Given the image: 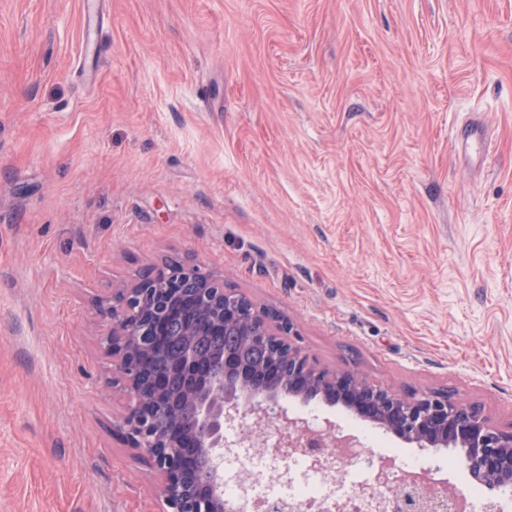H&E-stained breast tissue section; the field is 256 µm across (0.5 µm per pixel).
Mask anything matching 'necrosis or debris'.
I'll use <instances>...</instances> for the list:
<instances>
[{"label": "necrosis or debris", "mask_w": 512, "mask_h": 512, "mask_svg": "<svg viewBox=\"0 0 512 512\" xmlns=\"http://www.w3.org/2000/svg\"><path fill=\"white\" fill-rule=\"evenodd\" d=\"M236 427H225L231 448L224 451V499L238 512H282L283 506L319 505L320 512H403L399 496L374 480L365 449L343 459L361 465L364 476L344 484L335 472L311 464V449L271 454L265 447L235 446Z\"/></svg>", "instance_id": "1"}]
</instances>
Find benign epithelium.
<instances>
[{
    "mask_svg": "<svg viewBox=\"0 0 512 512\" xmlns=\"http://www.w3.org/2000/svg\"><path fill=\"white\" fill-rule=\"evenodd\" d=\"M157 297L165 299L168 316L132 309ZM112 316V335L106 340L112 370L131 395L120 433L128 447L145 459L157 474V491L167 512H233L224 503V468L227 443L224 425L254 412L277 425L280 439L271 451L282 448H317L313 464L331 469L336 453V426L323 422L316 432L302 419L291 418L281 407V383L288 394L308 400L332 396L360 414L375 408V424L401 441L418 448L459 450L469 476L491 489L512 491V426L493 424L484 409L455 398L450 391L399 395L367 382L354 370L321 367L289 337L292 323L276 312L259 307L248 297L224 289V284L195 267L170 265L141 275L112 295L105 308ZM176 316L185 336L183 354L157 367L152 352L141 346L138 327L149 322L157 341L170 332ZM237 330L241 343L227 353L206 352L198 337L222 336ZM257 345L273 347L256 367L261 382L246 371L244 354ZM185 390L168 394L176 374ZM206 475L197 478L200 460ZM438 470L400 478V494L408 512H474L463 495L448 496L437 487Z\"/></svg>",
    "mask_w": 512,
    "mask_h": 512,
    "instance_id": "7a95c632",
    "label": "benign epithelium"
}]
</instances>
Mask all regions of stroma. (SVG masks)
Segmentation results:
<instances>
[{
	"instance_id": "35a3bbf8",
	"label": "stroma",
	"mask_w": 512,
	"mask_h": 512,
	"mask_svg": "<svg viewBox=\"0 0 512 512\" xmlns=\"http://www.w3.org/2000/svg\"><path fill=\"white\" fill-rule=\"evenodd\" d=\"M0 0V512H163L102 307L167 265L512 426V0ZM482 117L487 161L456 130ZM454 478L459 453L285 397Z\"/></svg>"
}]
</instances>
